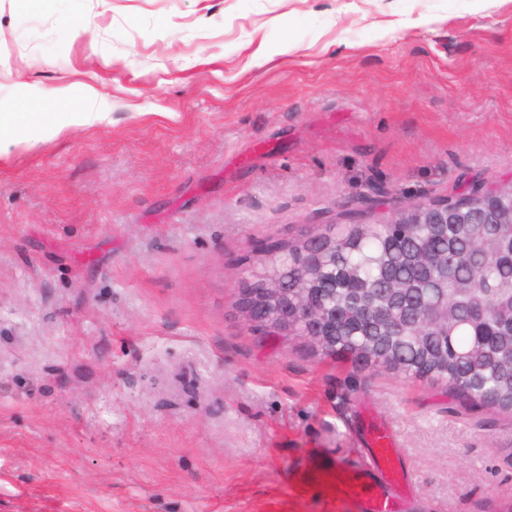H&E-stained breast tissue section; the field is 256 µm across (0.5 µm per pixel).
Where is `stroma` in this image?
Listing matches in <instances>:
<instances>
[{"label": "stroma", "mask_w": 512, "mask_h": 512, "mask_svg": "<svg viewBox=\"0 0 512 512\" xmlns=\"http://www.w3.org/2000/svg\"><path fill=\"white\" fill-rule=\"evenodd\" d=\"M0 512H267L398 436L402 512H512V419L236 308L253 245L512 178V0H0ZM98 92L85 87L81 102L75 112H43L40 131L43 138L60 134L68 126H92L105 118V112L97 111ZM30 122L29 112H1L0 113V155L2 145H18L21 140L14 137L2 141V133H16Z\"/></svg>", "instance_id": "stroma-1"}]
</instances>
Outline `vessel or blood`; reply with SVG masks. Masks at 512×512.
<instances>
[{"mask_svg": "<svg viewBox=\"0 0 512 512\" xmlns=\"http://www.w3.org/2000/svg\"><path fill=\"white\" fill-rule=\"evenodd\" d=\"M365 459L318 463L291 476L294 494L316 498L323 512H393V503L412 483L392 435L370 429Z\"/></svg>", "mask_w": 512, "mask_h": 512, "instance_id": "vessel-or-blood-1", "label": "vessel or blood"}]
</instances>
